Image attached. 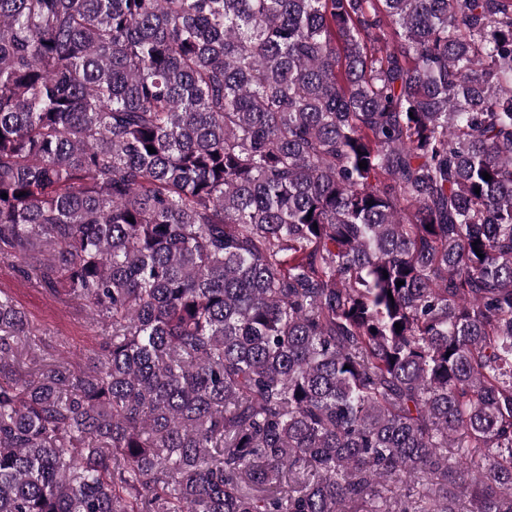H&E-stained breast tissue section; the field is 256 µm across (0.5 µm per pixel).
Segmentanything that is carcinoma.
Wrapping results in <instances>:
<instances>
[{"mask_svg": "<svg viewBox=\"0 0 512 512\" xmlns=\"http://www.w3.org/2000/svg\"><path fill=\"white\" fill-rule=\"evenodd\" d=\"M2 193L0 512H512V0H0ZM0 289L11 295L40 329L47 356L83 369L100 352L103 336L90 326L83 309L57 301L47 288L35 287L18 270L1 262Z\"/></svg>", "mask_w": 512, "mask_h": 512, "instance_id": "obj_1", "label": "carcinoma"}]
</instances>
